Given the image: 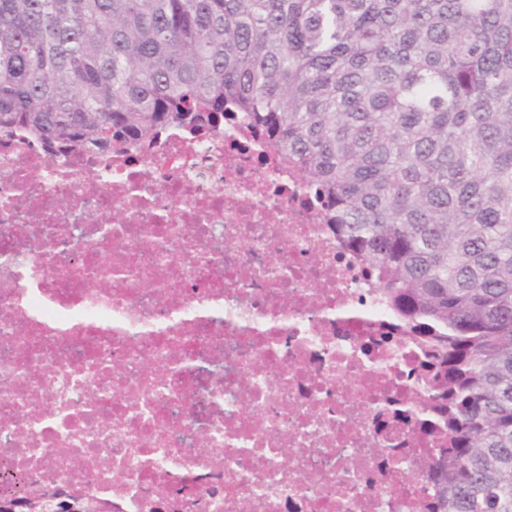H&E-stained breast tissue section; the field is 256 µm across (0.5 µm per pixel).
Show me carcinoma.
I'll use <instances>...</instances> for the list:
<instances>
[{
  "label": "carcinoma",
  "mask_w": 512,
  "mask_h": 512,
  "mask_svg": "<svg viewBox=\"0 0 512 512\" xmlns=\"http://www.w3.org/2000/svg\"><path fill=\"white\" fill-rule=\"evenodd\" d=\"M237 113L428 348L430 512H512V0H0V132L109 154Z\"/></svg>",
  "instance_id": "carcinoma-1"
}]
</instances>
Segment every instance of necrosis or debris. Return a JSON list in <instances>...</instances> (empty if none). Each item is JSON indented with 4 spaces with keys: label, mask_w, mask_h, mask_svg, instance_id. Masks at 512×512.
I'll use <instances>...</instances> for the list:
<instances>
[{
    "label": "necrosis or debris",
    "mask_w": 512,
    "mask_h": 512,
    "mask_svg": "<svg viewBox=\"0 0 512 512\" xmlns=\"http://www.w3.org/2000/svg\"><path fill=\"white\" fill-rule=\"evenodd\" d=\"M427 357L235 125L151 153L0 137V470L112 512H427Z\"/></svg>",
    "instance_id": "necrosis-or-debris-1"
}]
</instances>
